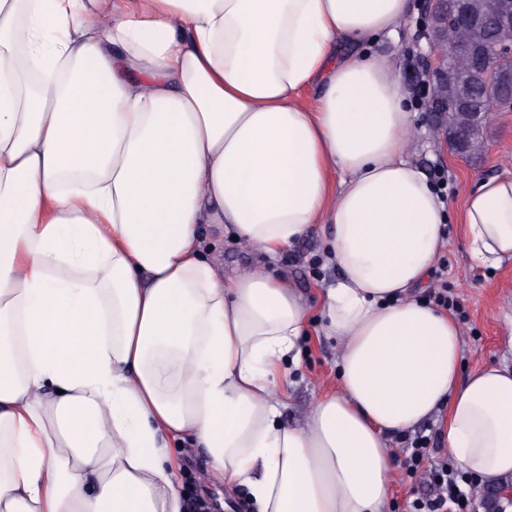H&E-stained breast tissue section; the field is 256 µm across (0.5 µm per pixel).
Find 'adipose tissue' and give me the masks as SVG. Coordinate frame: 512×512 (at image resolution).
I'll return each mask as SVG.
<instances>
[{
  "label": "adipose tissue",
  "mask_w": 512,
  "mask_h": 512,
  "mask_svg": "<svg viewBox=\"0 0 512 512\" xmlns=\"http://www.w3.org/2000/svg\"><path fill=\"white\" fill-rule=\"evenodd\" d=\"M409 10L0 0V512H181L176 441L255 512H384L388 437L442 410L459 468L512 476V368L461 375L455 320L411 295L446 208L394 59L362 50ZM205 224L262 265L222 275ZM317 228L340 388L299 425L312 309L267 266ZM460 229L477 264L512 259V176L474 182Z\"/></svg>",
  "instance_id": "ef3b65f1"
}]
</instances>
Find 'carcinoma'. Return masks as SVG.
I'll use <instances>...</instances> for the list:
<instances>
[{"mask_svg":"<svg viewBox=\"0 0 512 512\" xmlns=\"http://www.w3.org/2000/svg\"><path fill=\"white\" fill-rule=\"evenodd\" d=\"M472 19L468 26H448V66L453 77L442 84L439 97L448 101V111L442 113L439 132L461 135L465 140V155L476 157L481 150L483 129L494 110V97H512V60L493 54L501 42L512 44V27L490 24L502 13L504 6L512 9V0H464ZM492 54L493 64L503 74L502 80L490 87L475 73L472 60L480 54Z\"/></svg>","mask_w":512,"mask_h":512,"instance_id":"1","label":"carcinoma"}]
</instances>
